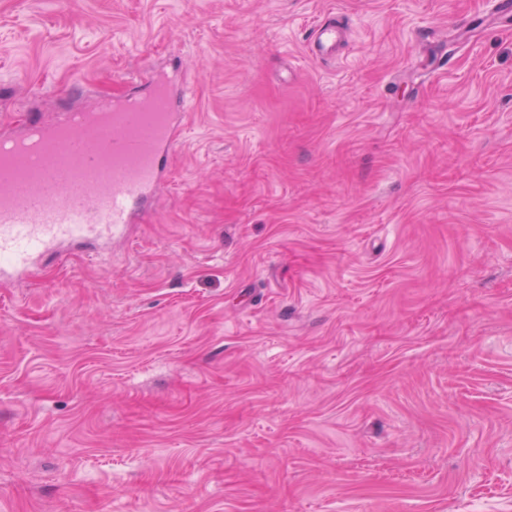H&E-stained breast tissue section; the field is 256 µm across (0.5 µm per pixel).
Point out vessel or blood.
Segmentation results:
<instances>
[{"instance_id":"vessel-or-blood-1","label":"vessel or blood","mask_w":512,"mask_h":512,"mask_svg":"<svg viewBox=\"0 0 512 512\" xmlns=\"http://www.w3.org/2000/svg\"><path fill=\"white\" fill-rule=\"evenodd\" d=\"M335 21L312 33L313 54L333 50ZM187 75L146 74V94L104 102L94 113L59 112L51 122L27 116L0 134V281L31 277L41 259L63 246L121 237L144 220L171 177L182 141Z\"/></svg>"}]
</instances>
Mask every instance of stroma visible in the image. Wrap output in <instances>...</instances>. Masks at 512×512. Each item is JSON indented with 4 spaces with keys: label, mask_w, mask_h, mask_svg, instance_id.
Masks as SVG:
<instances>
[{
    "label": "stroma",
    "mask_w": 512,
    "mask_h": 512,
    "mask_svg": "<svg viewBox=\"0 0 512 512\" xmlns=\"http://www.w3.org/2000/svg\"><path fill=\"white\" fill-rule=\"evenodd\" d=\"M493 7L0 0V126L194 81L148 221L0 283V512H512ZM340 38L341 28L336 24V20L325 21L312 32L309 49L315 55L332 51Z\"/></svg>",
    "instance_id": "35a3bbf8"
}]
</instances>
